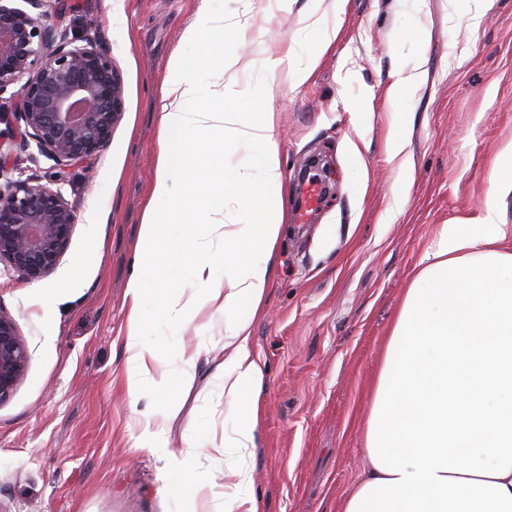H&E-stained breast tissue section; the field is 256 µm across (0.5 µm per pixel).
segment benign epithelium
Instances as JSON below:
<instances>
[{
	"mask_svg": "<svg viewBox=\"0 0 512 512\" xmlns=\"http://www.w3.org/2000/svg\"><path fill=\"white\" fill-rule=\"evenodd\" d=\"M23 82L15 112L20 141H34L55 161L51 183L108 145L124 111V83L112 59L89 34L0 3V94ZM10 155L0 154V263L28 281L56 267L77 216L60 189L13 179ZM29 354L16 325L0 310V405L25 377Z\"/></svg>",
	"mask_w": 512,
	"mask_h": 512,
	"instance_id": "obj_1",
	"label": "benign epithelium"
}]
</instances>
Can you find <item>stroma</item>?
<instances>
[{
    "instance_id": "1",
    "label": "stroma",
    "mask_w": 512,
    "mask_h": 512,
    "mask_svg": "<svg viewBox=\"0 0 512 512\" xmlns=\"http://www.w3.org/2000/svg\"><path fill=\"white\" fill-rule=\"evenodd\" d=\"M201 0H42L35 16L89 31L124 82L108 146L61 186L77 222L56 268L30 282L0 264V309L15 320L27 373L0 405V512H173L162 463L140 437L123 353L126 289L161 150L159 100ZM223 16L225 107L260 102L298 206L313 159L328 183L315 218L286 219L278 271L252 326L264 369L263 417L251 459L262 512H338L364 468V428L385 343L406 289L441 225L477 223L497 157L512 142V0H345L336 38L312 79L292 86L277 60L305 64L324 0H210ZM421 83L398 97L397 68ZM18 86L0 94V145L22 178L47 183L54 161L11 137ZM402 139L394 155L393 139ZM199 328L152 324L168 369L179 347L204 357L191 389L148 394L182 410L168 437L198 444L176 480L216 466L230 409L216 371L223 315Z\"/></svg>"
}]
</instances>
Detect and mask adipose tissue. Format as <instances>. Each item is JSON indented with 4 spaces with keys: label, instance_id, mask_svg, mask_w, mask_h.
Returning a JSON list of instances; mask_svg holds the SVG:
<instances>
[{
    "label": "adipose tissue",
    "instance_id": "adipose-tissue-1",
    "mask_svg": "<svg viewBox=\"0 0 512 512\" xmlns=\"http://www.w3.org/2000/svg\"><path fill=\"white\" fill-rule=\"evenodd\" d=\"M175 54L161 97L163 149L140 226L127 287L123 351L144 385L190 388L199 350L180 348L178 373L162 370L147 340L150 319L188 327L221 313L224 398L232 416L210 450L220 465L177 489L176 512H262L248 457L258 441L263 369L250 327L277 270L286 186L270 112H228L224 88L202 79L224 62V19L200 8ZM208 129L212 142L195 137ZM512 196V144L505 146L475 224H445L421 260L388 337L364 433L366 473L341 512H512V226L501 200ZM243 200L248 216L222 224L224 200ZM222 231L224 255L206 252ZM189 263L192 295L170 299L164 270ZM181 411H140L142 440L166 449Z\"/></svg>",
    "mask_w": 512,
    "mask_h": 512
}]
</instances>
